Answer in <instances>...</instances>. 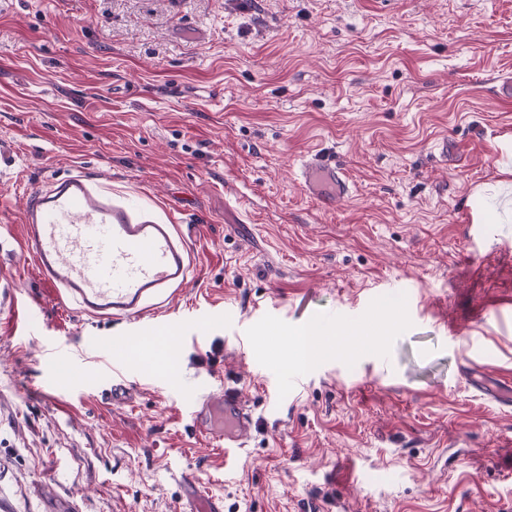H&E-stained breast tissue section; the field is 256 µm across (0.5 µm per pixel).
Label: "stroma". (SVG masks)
Wrapping results in <instances>:
<instances>
[{
  "label": "stroma",
  "instance_id": "1",
  "mask_svg": "<svg viewBox=\"0 0 512 512\" xmlns=\"http://www.w3.org/2000/svg\"><path fill=\"white\" fill-rule=\"evenodd\" d=\"M512 0H8L0 6V237L32 321L0 326V512H178L195 478L224 512H499L512 498V219L464 224L512 182ZM352 185L321 210L297 171ZM81 170L187 225L192 280L161 315L176 358L124 361L23 255V198ZM377 339L313 367L309 324ZM456 336H449V329ZM302 382L289 388L287 378ZM253 416L237 466L185 400ZM298 179L304 192L324 210L336 208V202L348 198L350 194L345 169L336 161L319 154L302 160Z\"/></svg>",
  "mask_w": 512,
  "mask_h": 512
}]
</instances>
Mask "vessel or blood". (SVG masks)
Masks as SVG:
<instances>
[{
	"instance_id": "b4317fda",
	"label": "vessel or blood",
	"mask_w": 512,
	"mask_h": 512,
	"mask_svg": "<svg viewBox=\"0 0 512 512\" xmlns=\"http://www.w3.org/2000/svg\"><path fill=\"white\" fill-rule=\"evenodd\" d=\"M298 179L325 210L350 194L344 168L319 154L302 160ZM21 216L24 252L57 300L93 318L130 320L137 342L150 344L160 330L153 311L185 286L193 267L188 239L172 218L132 211L82 171L30 193ZM127 348L123 338L110 343L115 362L104 392L112 400L128 394L117 380ZM187 409L195 432L215 448L241 447L253 426L242 395L233 389L195 395ZM183 506L186 512H224L222 499L192 479Z\"/></svg>"
}]
</instances>
